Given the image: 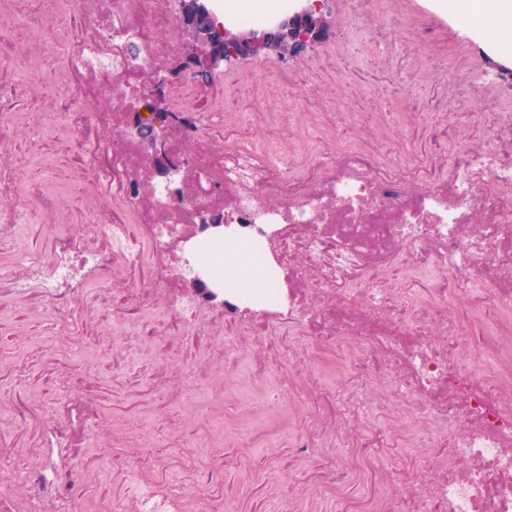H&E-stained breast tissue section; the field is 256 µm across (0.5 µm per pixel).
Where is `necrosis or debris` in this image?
<instances>
[{
    "label": "necrosis or debris",
    "instance_id": "1",
    "mask_svg": "<svg viewBox=\"0 0 512 512\" xmlns=\"http://www.w3.org/2000/svg\"><path fill=\"white\" fill-rule=\"evenodd\" d=\"M343 4L333 58L289 81L266 64L225 78L230 102L169 87L173 111L197 115L194 129H158L183 159L164 179L122 132L155 65L181 52L173 0H48L42 15L0 0V241L45 226L24 259L0 261V315L24 308L30 327L8 334L0 364L17 382L45 374L36 393L0 388V477L16 487L0 512H223L228 500L256 512L211 471L184 469L171 487L179 461L149 442L126 440L118 460L109 447L142 391L178 412L204 384L220 407L245 358L254 381L301 379L307 425L290 446L326 457L283 489L288 512H321L324 495L336 512H512V113L495 77L474 78V57L409 17L406 0ZM370 63L385 96L443 78L430 111L401 121L445 147H398L355 75ZM332 87L366 122L323 111ZM461 93L473 111H449ZM243 126L258 140L222 146ZM203 211L223 214L221 231ZM219 239L263 258L266 295L212 273L204 257ZM197 273L215 298L190 287ZM50 321L68 335L36 343ZM106 366L120 384L109 397ZM319 366L339 386L318 387ZM364 406L377 433L359 424ZM108 470L140 473L150 493L88 499Z\"/></svg>",
    "mask_w": 512,
    "mask_h": 512
}]
</instances>
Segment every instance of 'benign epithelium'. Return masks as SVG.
Listing matches in <instances>:
<instances>
[{
  "instance_id": "7a95c632",
  "label": "benign epithelium",
  "mask_w": 512,
  "mask_h": 512,
  "mask_svg": "<svg viewBox=\"0 0 512 512\" xmlns=\"http://www.w3.org/2000/svg\"><path fill=\"white\" fill-rule=\"evenodd\" d=\"M203 9H207V5L201 0L183 6L180 22L185 30V41L181 55L170 64L158 65L151 86L144 91L152 107L164 112L166 118L171 113L167 112L165 88L173 82L187 76L206 81L238 60L251 56V46L269 34L275 37L271 54L281 60L292 58L318 42L329 28L328 16L315 0H298L291 14L274 24L268 34L227 26L215 32L204 24L190 22L189 16ZM124 136L137 140L146 152L157 158L159 173L167 175L179 167V162L157 140L152 128L132 120Z\"/></svg>"
}]
</instances>
